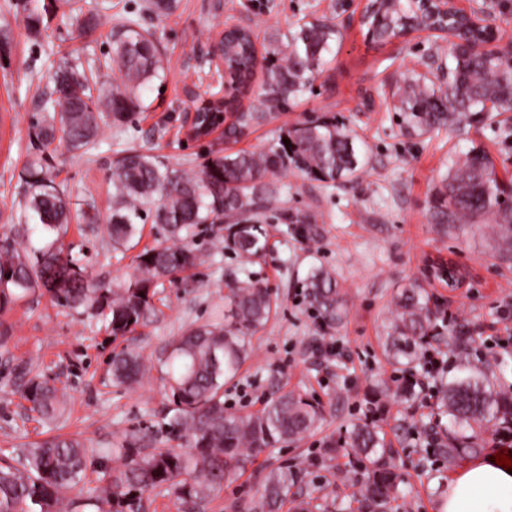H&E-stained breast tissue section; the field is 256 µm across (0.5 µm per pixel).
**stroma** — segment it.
I'll return each mask as SVG.
<instances>
[{"instance_id": "1", "label": "stroma", "mask_w": 512, "mask_h": 512, "mask_svg": "<svg viewBox=\"0 0 512 512\" xmlns=\"http://www.w3.org/2000/svg\"><path fill=\"white\" fill-rule=\"evenodd\" d=\"M144 0H83L82 14L59 0L39 32L26 26L23 0H0V243L34 257L45 244L40 231L24 228L20 201L23 169L43 159L66 189L73 215L64 243L81 259L88 279L123 287L136 271L134 251L113 250L107 218L113 202L110 173L124 151L134 148L174 169L199 170L207 161L239 150L261 151L276 144L293 125L330 118L355 135L364 162L360 182L328 185L289 170L275 177L277 195L249 221L267 239L259 257L243 261L227 245L228 224H201L189 239L201 262L181 280L158 286L144 324L120 344L109 338L101 318L55 305L36 290L0 313V456H13L56 434L78 437L91 451L85 487L94 490L102 469H119L117 449L132 435L150 448H175L164 422L171 408L160 361L179 336L224 310L227 285L252 279L271 289L278 313L250 338V355L224 386L229 412L252 413L279 392L294 389L323 407L320 425L301 440L252 455L245 470L223 490L197 506L173 496L151 494L146 512H254L267 473L288 465L298 471L291 494L334 499L336 512H355L361 472L338 470L326 453L329 442H344L352 423L370 422L390 441L406 481L398 512H437L436 504L455 465L427 460L431 448L424 425L433 415L422 397L373 396V388L394 373L385 337L396 315L395 298L416 282L438 305L440 316L428 350L440 368L432 377L415 370L424 390L459 372L445 353L448 335L459 328L478 336L475 363L505 362L496 380L512 390V334L492 327L501 308H512V260H503L502 241L489 212L467 224L441 228L434 204L453 161L472 151L493 161L505 194L512 195V112L480 115L423 136H411L391 109V91L404 74L419 71L426 56L448 59V40L422 34L372 43L357 18L365 0H354L352 22L337 20L335 0H178L173 14L150 16ZM149 29L165 61L164 80L143 91L141 106L125 124L102 119L88 152L56 142L42 146L35 135L51 75L62 61L92 66L112 49L121 18ZM335 22L338 35L322 72L288 108L268 111L263 70H256L238 109L262 113L242 133L223 129L195 138L187 133L186 110L210 97L215 65L209 44L235 19L250 27L257 48L288 33L302 18ZM95 207L100 219L86 224L80 214ZM314 217V240L295 236L284 213ZM453 263L465 284L448 287L431 274ZM333 273L345 294L348 317L327 328L314 316L303 283L311 269ZM332 336L339 354L322 351ZM128 346L141 356L137 383H113L111 354ZM40 375L64 393L60 415L40 419L24 390Z\"/></svg>"}]
</instances>
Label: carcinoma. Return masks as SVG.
<instances>
[{
  "label": "carcinoma",
  "instance_id": "obj_1",
  "mask_svg": "<svg viewBox=\"0 0 512 512\" xmlns=\"http://www.w3.org/2000/svg\"><path fill=\"white\" fill-rule=\"evenodd\" d=\"M27 25L39 31L45 8L23 5ZM176 0H146L145 10L160 17L173 13ZM414 15L411 0H393L373 27L375 41L390 39L388 28ZM336 25L323 20L305 21L282 40H274L262 56L263 94L272 108L288 102L311 87L325 63V54L336 39ZM109 59L122 73L121 83L105 90L93 89L78 66L63 62L54 70L45 102L47 115L36 125V136L50 144L59 139L74 150H86L93 142L98 120L107 116L123 121L136 108L141 90L164 77L163 59L152 33L139 22L125 19L112 43ZM224 60L231 91L223 111L236 110V96L246 89L256 68L250 30L233 28L224 35ZM448 67L455 72L444 87L426 83L412 73L399 88L401 125L410 135L421 136L461 118L482 111L494 98L512 103V69L489 53L459 54L448 47ZM292 167L304 176L334 183L353 179L361 169L354 138L334 120L305 121L294 125L278 144L259 152L240 151L209 160L199 174L163 167L153 158L128 150L112 168L110 180L116 197L109 217L108 235L115 249L129 248L140 233L146 206L153 207V223L170 237L190 236L199 224H222L227 217L251 213L273 193V177ZM21 209L24 223L36 224L55 238L41 257L27 263L11 247L0 246V309L38 288L63 308L90 312L102 318L113 339L133 333L147 317L157 286L176 280L197 264L190 246L164 242L137 255L136 274L116 291L90 283L80 259L60 241L70 223L65 190L48 175L42 160L29 162L24 173ZM501 189L492 161L483 153H469L451 168L436 198L435 217L453 224L493 209L499 229L512 232V207L500 202ZM285 223L310 240L318 228L309 216L290 215ZM228 241L245 259L264 245L243 240L239 225L230 228ZM309 307L328 326L343 321L347 308L336 279L326 270H312L304 283ZM390 323L389 351L392 362L411 372L428 344L439 310L418 283L404 288L396 301ZM276 311L271 291L250 280L229 289L224 321L203 324L174 340L163 362L173 408L167 430L185 442L190 452L173 448L140 447L143 438H131L119 449L125 464L103 472L105 486L90 499L95 512H145L147 495L158 491L188 503L202 501L224 487V481L244 468L248 455L278 443L293 441L322 419L321 404L294 391L268 401L255 414L230 413L224 406V380L235 376L248 354L249 336ZM476 338L459 330L448 337V352L457 355L463 375L440 384L435 417L446 440L434 449L452 463L481 448V435L493 425L512 434V392L496 388L489 368L469 360ZM141 363L137 356L112 355V380L119 385L137 381ZM25 397L30 410L41 419H53L60 407L58 389L37 376L28 381ZM349 458L350 465L368 461L360 488L358 512H393L402 479L394 451L368 423L356 424L345 445L329 446ZM89 451L74 437L54 436L36 443L15 457H0V512H57L61 498L83 497ZM296 472L290 467L271 470L255 503L258 512H281ZM328 497L298 501L294 512H330Z\"/></svg>",
  "mask_w": 512,
  "mask_h": 512
}]
</instances>
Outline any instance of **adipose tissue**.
I'll return each mask as SVG.
<instances>
[{"label":"adipose tissue","instance_id":"ef3b65f1","mask_svg":"<svg viewBox=\"0 0 512 512\" xmlns=\"http://www.w3.org/2000/svg\"><path fill=\"white\" fill-rule=\"evenodd\" d=\"M438 512H512V470L489 455L468 462L449 483Z\"/></svg>","mask_w":512,"mask_h":512}]
</instances>
